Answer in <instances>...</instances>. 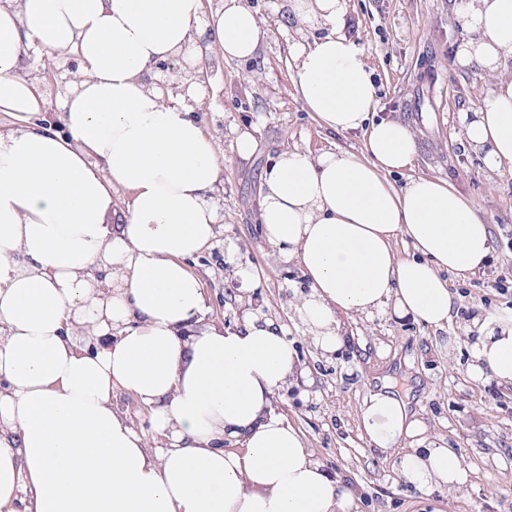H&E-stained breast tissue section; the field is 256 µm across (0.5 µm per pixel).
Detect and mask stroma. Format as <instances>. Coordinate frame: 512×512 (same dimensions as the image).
<instances>
[{
	"label": "stroma",
	"instance_id": "1",
	"mask_svg": "<svg viewBox=\"0 0 512 512\" xmlns=\"http://www.w3.org/2000/svg\"><path fill=\"white\" fill-rule=\"evenodd\" d=\"M268 36L249 60L225 58L210 44L214 59L205 109L194 118L223 154L218 210L211 245L188 259L206 296L205 325H238V308L226 291L239 268L254 274L250 285L268 320L283 326L307 370L306 383L285 386L272 406L298 431L324 469L354 494L352 512H512V388L470 375L473 341L468 329L479 315L512 309V172L485 170L479 152L458 136L459 115L477 107L492 80L455 64L461 29L449 0H348V36L365 50L377 88V117L396 118L416 134L410 173L389 175L395 189L410 177L437 176L473 202L491 232L484 269L449 276L451 317L442 328L390 312L342 314L344 338L332 353L321 350L296 315L304 279L296 262L270 247L256 219L264 169L283 151L314 154L342 150L363 155L361 133L335 132L309 112L295 89L293 45L315 39L330 26L299 23L288 0H248ZM252 132L255 149L241 158L240 132ZM394 378L407 393L430 442L462 455L469 471L454 494H423L398 470V451L374 449L359 430L361 408L375 378Z\"/></svg>",
	"mask_w": 512,
	"mask_h": 512
}]
</instances>
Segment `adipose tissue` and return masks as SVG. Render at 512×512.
Here are the masks:
<instances>
[{
	"label": "adipose tissue",
	"mask_w": 512,
	"mask_h": 512,
	"mask_svg": "<svg viewBox=\"0 0 512 512\" xmlns=\"http://www.w3.org/2000/svg\"><path fill=\"white\" fill-rule=\"evenodd\" d=\"M465 33L458 67L493 76L461 137L492 172L512 171V0H450ZM300 21L331 34L297 43V88L325 127L363 131L366 158L282 152L263 175L266 241L301 266L297 308L321 348L344 338L342 313L392 310L444 327L447 274L483 269L488 224L447 180L402 191L413 129L372 119L375 86L363 49L343 34L348 0H289ZM202 0H0V512H350L353 495L272 412L297 366L281 326H202L206 306L189 258L214 238L210 196L223 159L191 116V84L169 106L147 80L157 63L193 60ZM208 26L228 59L254 57L267 31L246 0H224ZM42 56L77 60L62 106L66 134L42 125L43 99L21 71ZM128 199L112 209L114 188ZM413 251L398 256L393 243ZM112 267L117 288L94 269ZM471 375L512 386V310L473 319ZM100 342L88 349L83 328ZM133 395L165 438L150 447L119 414ZM360 428L376 449L402 448L399 472L422 493L468 478L451 448H424L407 398L382 387Z\"/></svg>",
	"instance_id": "1"
}]
</instances>
